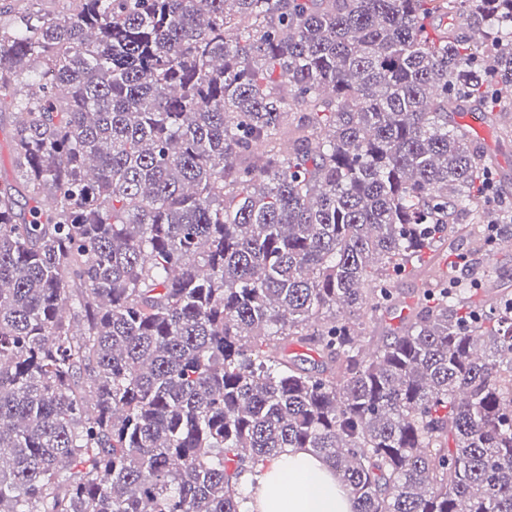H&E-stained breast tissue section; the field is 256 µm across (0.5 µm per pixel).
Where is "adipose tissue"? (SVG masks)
Listing matches in <instances>:
<instances>
[{"label":"adipose tissue","instance_id":"ef3b65f1","mask_svg":"<svg viewBox=\"0 0 512 512\" xmlns=\"http://www.w3.org/2000/svg\"><path fill=\"white\" fill-rule=\"evenodd\" d=\"M251 497L241 512H353L335 476L313 455L286 449L256 474H245Z\"/></svg>","mask_w":512,"mask_h":512}]
</instances>
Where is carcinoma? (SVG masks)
Here are the masks:
<instances>
[{
  "instance_id": "carcinoma-1",
  "label": "carcinoma",
  "mask_w": 512,
  "mask_h": 512,
  "mask_svg": "<svg viewBox=\"0 0 512 512\" xmlns=\"http://www.w3.org/2000/svg\"><path fill=\"white\" fill-rule=\"evenodd\" d=\"M512 0H41L0 23V512H239L285 448L354 512H512V291L424 280L512 140ZM317 355H273L270 343ZM0 181L1 179H11L13 176L14 160L11 151L10 133L11 128L10 115L8 112H14L13 109L5 104L0 108ZM464 113L458 112L455 114V121L466 125L461 121V116ZM465 121L474 128H482L485 122L478 112L467 114ZM468 126V125H466ZM468 126L473 133V138L476 145L484 150L492 159L494 166L498 173L497 190L500 195L512 200V141L503 142L498 132L487 126L485 135H481L477 130Z\"/></svg>"
}]
</instances>
